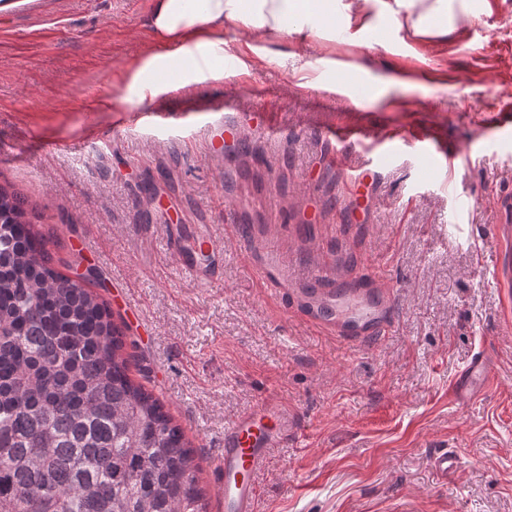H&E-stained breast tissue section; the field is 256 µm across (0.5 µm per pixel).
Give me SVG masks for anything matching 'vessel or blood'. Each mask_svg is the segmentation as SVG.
I'll list each match as a JSON object with an SVG mask.
<instances>
[{
    "label": "vessel or blood",
    "instance_id": "1",
    "mask_svg": "<svg viewBox=\"0 0 512 512\" xmlns=\"http://www.w3.org/2000/svg\"><path fill=\"white\" fill-rule=\"evenodd\" d=\"M501 248L493 264L494 274L503 290L512 289V224L495 227ZM181 247L177 262L192 280L213 282L223 262L224 251L211 229L198 225L194 239L207 245L208 265L194 261L184 242V230H177ZM248 263L265 290L285 298L290 310L309 323L341 340L358 344L388 335L396 322L391 292L378 275L367 272L343 279L325 266H318L308 285L293 286L287 261L270 246L256 247L248 254ZM494 371L491 360L474 358L455 378L452 391L459 401L483 395L491 385ZM287 403L275 393L240 411L224 428V451L219 465L224 471L221 497L224 512H256V477L271 448L293 433Z\"/></svg>",
    "mask_w": 512,
    "mask_h": 512
}]
</instances>
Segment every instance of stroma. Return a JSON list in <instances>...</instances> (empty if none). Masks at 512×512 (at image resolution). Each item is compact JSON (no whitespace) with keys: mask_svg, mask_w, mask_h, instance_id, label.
Returning a JSON list of instances; mask_svg holds the SVG:
<instances>
[{"mask_svg":"<svg viewBox=\"0 0 512 512\" xmlns=\"http://www.w3.org/2000/svg\"><path fill=\"white\" fill-rule=\"evenodd\" d=\"M151 10L25 0L0 14V185L24 199L55 268L107 300L127 289L153 331L148 346L125 332L132 376L195 448L209 512H224L226 423L272 391L298 434L259 472L258 512H512V303L491 274L512 124L484 121L512 103V0H476L435 42L383 18L312 34L305 89L279 57L292 37L262 58L263 41L246 48L231 29L246 69L134 85L158 50ZM134 108L162 119L132 122ZM342 128L366 137L341 144ZM169 224L251 236L226 239L219 281L197 284ZM256 243L302 283L325 260L344 276L377 270L395 329L350 345L289 312L248 265ZM479 354L496 382L457 403L449 386ZM442 451L459 460L445 480L431 468Z\"/></svg>","mask_w":512,"mask_h":512,"instance_id":"stroma-1","label":"stroma"}]
</instances>
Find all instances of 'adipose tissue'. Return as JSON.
<instances>
[{
	"label": "adipose tissue",
	"instance_id": "obj_1",
	"mask_svg": "<svg viewBox=\"0 0 512 512\" xmlns=\"http://www.w3.org/2000/svg\"><path fill=\"white\" fill-rule=\"evenodd\" d=\"M472 12V0H153L150 27L160 45L144 70L164 76L182 69L184 77L204 72L224 76V31L241 29L276 43L295 34L292 73L298 88L310 87L306 26L332 27L337 18L366 29L379 16L416 37L444 38Z\"/></svg>",
	"mask_w": 512,
	"mask_h": 512
}]
</instances>
